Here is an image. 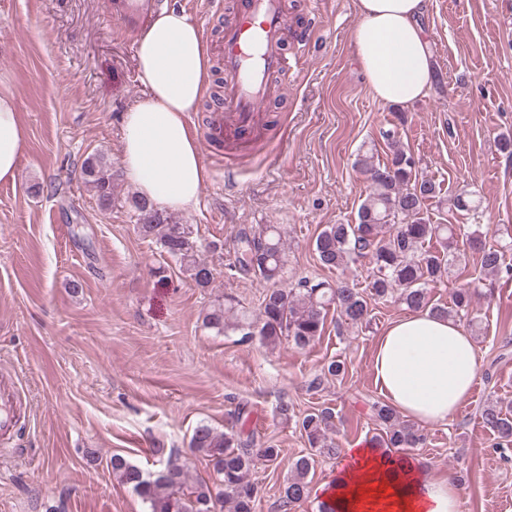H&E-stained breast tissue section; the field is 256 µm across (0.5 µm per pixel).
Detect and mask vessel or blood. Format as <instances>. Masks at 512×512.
<instances>
[{
  "label": "vessel or blood",
  "mask_w": 512,
  "mask_h": 512,
  "mask_svg": "<svg viewBox=\"0 0 512 512\" xmlns=\"http://www.w3.org/2000/svg\"><path fill=\"white\" fill-rule=\"evenodd\" d=\"M155 7L154 0H123L122 14L128 22H141ZM287 29L282 0H239L237 16L225 25L220 45L226 80L223 113L211 123L212 139L223 140L229 128L240 140L252 139L256 113L275 79L291 66Z\"/></svg>",
  "instance_id": "1"
}]
</instances>
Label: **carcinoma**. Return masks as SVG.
Instances as JSON below:
<instances>
[{
  "mask_svg": "<svg viewBox=\"0 0 512 512\" xmlns=\"http://www.w3.org/2000/svg\"><path fill=\"white\" fill-rule=\"evenodd\" d=\"M389 154L386 161L374 162V156L362 154L355 165L372 185V192L358 208L353 224H328L315 239L319 262L328 269L346 268L366 259L372 267L369 293L338 280L314 281L301 278L294 283L284 279L288 255L284 231L278 224H259L239 233L236 247V271L252 275L270 285L263 294L258 314L250 316L239 308L234 297L224 296V303L208 310L203 325L218 334L234 333L240 342L255 339L275 345L286 339L303 350L320 339L325 328L327 309L334 307L341 321L358 326L369 323L370 302L397 299L412 311L431 313L460 320L469 316L478 289L462 285L451 294V306L430 303L428 290L449 277L452 264L459 259L455 229L451 224H432L426 219L428 206L441 201L436 184L418 177L417 162L406 150L398 132H382ZM85 183L95 189L101 205L112 201V184L117 175L104 157L95 154L82 166ZM131 207L137 213L140 232L157 238L164 251L184 268L200 288L213 281L211 268L196 258L189 226L176 224L159 212L145 198L135 195ZM483 232L475 228L468 235L469 247L481 253V266L490 275L512 273L500 249L485 248ZM378 422L376 434L381 449L399 451L418 448L425 443L416 426L385 403L372 406ZM484 424L493 431L501 452L512 449V416L503 412L499 402L481 409ZM295 425L316 453L334 457L338 454L333 435L336 414L330 407L299 417ZM251 436L217 433L208 425L196 427L191 437L192 452L204 455L213 472V485L193 477L189 465L169 460L154 478H146L134 465L119 455L112 456V473L132 487L149 503L150 512H254L258 486L250 480L256 459L273 465L280 449L269 446L254 450ZM313 454L299 456L281 491L284 507L291 508L309 496L307 477L313 469Z\"/></svg>",
  "mask_w": 512,
  "mask_h": 512,
  "instance_id": "cac0c4a2",
  "label": "carcinoma"
}]
</instances>
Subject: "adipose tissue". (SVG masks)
<instances>
[{"label": "adipose tissue", "instance_id": "adipose-tissue-1", "mask_svg": "<svg viewBox=\"0 0 512 512\" xmlns=\"http://www.w3.org/2000/svg\"><path fill=\"white\" fill-rule=\"evenodd\" d=\"M353 38L370 92L384 103L422 99L431 79L430 52L419 18L425 0H356ZM210 55L199 27L184 12L159 11L137 41L136 76L146 97L123 119L125 178L154 207L193 205L206 177L188 117L209 86ZM26 133L16 102L0 93V181H15ZM375 381L388 402L422 426L447 422L467 399L478 372L477 348L459 322L427 311L398 319L378 339ZM321 497L338 512H460L452 476L430 478L410 462L394 463L374 446L346 451Z\"/></svg>", "mask_w": 512, "mask_h": 512}]
</instances>
